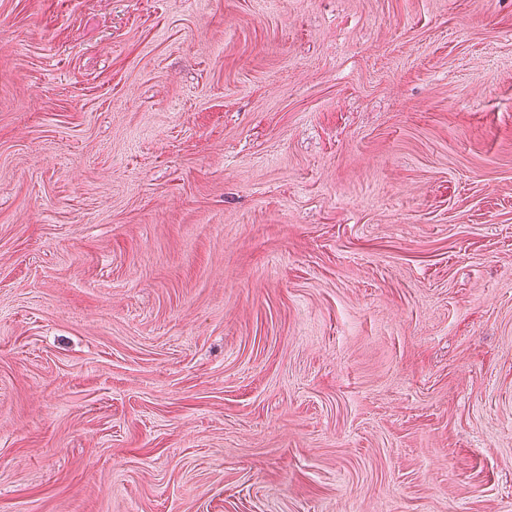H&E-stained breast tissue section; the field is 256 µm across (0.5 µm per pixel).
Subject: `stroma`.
Segmentation results:
<instances>
[{"instance_id": "1", "label": "stroma", "mask_w": 512, "mask_h": 512, "mask_svg": "<svg viewBox=\"0 0 512 512\" xmlns=\"http://www.w3.org/2000/svg\"><path fill=\"white\" fill-rule=\"evenodd\" d=\"M0 512H512V0H0Z\"/></svg>"}]
</instances>
